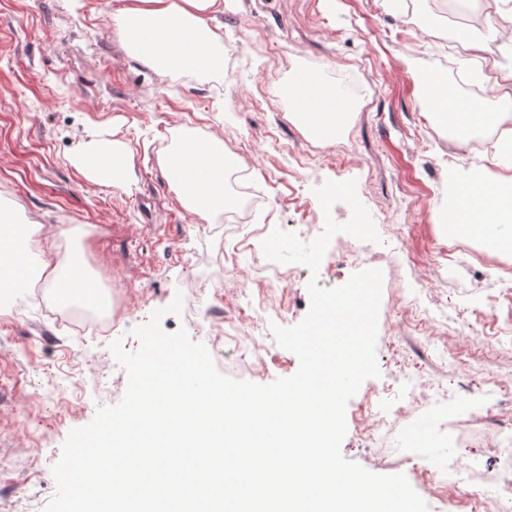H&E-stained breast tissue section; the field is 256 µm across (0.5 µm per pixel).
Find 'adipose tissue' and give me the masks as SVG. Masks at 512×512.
Wrapping results in <instances>:
<instances>
[{
  "mask_svg": "<svg viewBox=\"0 0 512 512\" xmlns=\"http://www.w3.org/2000/svg\"><path fill=\"white\" fill-rule=\"evenodd\" d=\"M223 12L224 0H121L112 13V28L145 67L204 73L224 61V37L216 24ZM428 83L424 106L437 124L455 130V145H465L467 132L512 120L507 112L476 111L474 101L449 94L438 76H430ZM299 92L296 100L284 96V105L315 135L334 136L346 119L334 109L336 94L324 91L310 74L301 76ZM483 160L499 168L496 182L474 178L459 183L440 221L452 235L478 239L487 251L498 252L512 243V130L484 152ZM75 162L96 183L129 182L128 152L119 141L91 139L83 143ZM225 163L224 140L214 134L184 137L164 161L181 204L204 219L226 207ZM37 233V223L20 219L14 207L0 205V300L43 276L59 301L101 304L104 290L84 261L33 262L30 246Z\"/></svg>",
  "mask_w": 512,
  "mask_h": 512,
  "instance_id": "1",
  "label": "adipose tissue"
}]
</instances>
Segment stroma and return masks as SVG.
Masks as SVG:
<instances>
[{
  "mask_svg": "<svg viewBox=\"0 0 512 512\" xmlns=\"http://www.w3.org/2000/svg\"><path fill=\"white\" fill-rule=\"evenodd\" d=\"M116 0H0V196L22 217L40 224L33 260L63 259L83 246L90 268L122 291L106 332L80 336L54 317L51 298L33 311L0 313V512H43L56 485L52 468L72 429L87 425L98 407L117 404L126 370L108 346L122 339L140 346L135 327L168 306L184 283L198 286V304L166 315L173 332L206 317L217 304L238 317L237 341H224V322L198 340L216 367L252 366L250 381L268 384L295 374L299 361L279 346L271 324L290 327L307 314L308 284L334 288L356 268L347 259L356 238L331 240L318 273L299 263L280 266L274 288L256 280L255 253L274 229L294 233L325 218L314 194L325 182L356 180L357 195L375 224L395 218L400 238L381 234L372 266L382 272L376 339L380 375L366 380L346 408L342 455L381 475L405 474L429 512H476L473 502L441 477L449 458L485 476L484 506L499 512L494 475L505 467L486 454L497 434L495 399L512 388V306L502 299L501 269L512 252L491 253L462 239L454 261L438 255L449 235L439 219L454 181L470 174L466 151L450 152L448 139L431 132L420 98L423 76L449 77L456 56L480 71L462 30L487 35L484 57L512 70V0H495L464 20L451 0H224L220 22L234 71L200 77L162 76L141 65L115 36ZM414 60L412 78L404 60ZM309 72L341 90L354 110L335 139L311 143L309 132L286 112L281 87ZM448 91L460 93L451 81ZM183 131L222 135L225 146L248 142L243 156L253 183L267 198L249 223L223 235L198 229L177 201L173 180L160 164ZM118 140L129 153L128 186L93 182L74 162L88 133ZM84 229L81 241L60 237L63 226ZM402 243L410 261L388 268L385 256ZM232 256L228 270L218 260ZM421 289L432 321L403 315L413 289ZM263 295L270 324L239 318L248 296ZM411 375L418 395H447V427L414 442L395 434L386 448L360 433L362 410L374 392Z\"/></svg>",
  "mask_w": 512,
  "mask_h": 512,
  "instance_id": "1",
  "label": "stroma"
}]
</instances>
